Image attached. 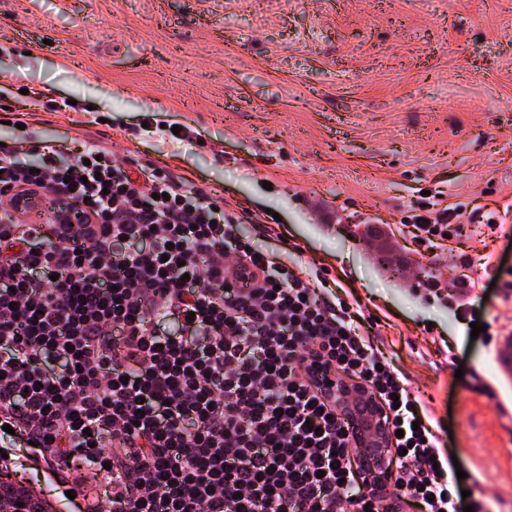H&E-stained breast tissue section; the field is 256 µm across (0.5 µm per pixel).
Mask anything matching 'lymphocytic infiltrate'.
<instances>
[{"label":"lymphocytic infiltrate","instance_id":"f902f5d3","mask_svg":"<svg viewBox=\"0 0 512 512\" xmlns=\"http://www.w3.org/2000/svg\"><path fill=\"white\" fill-rule=\"evenodd\" d=\"M138 172L93 142L74 161L26 132L0 143V427L74 483L100 476L87 512H461L361 304L260 250L185 178ZM32 190L93 223L16 218ZM328 375L361 380L403 432L384 498Z\"/></svg>","mask_w":512,"mask_h":512}]
</instances>
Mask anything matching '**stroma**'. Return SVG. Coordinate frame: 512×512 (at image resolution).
Instances as JSON below:
<instances>
[{"instance_id":"stroma-1","label":"stroma","mask_w":512,"mask_h":512,"mask_svg":"<svg viewBox=\"0 0 512 512\" xmlns=\"http://www.w3.org/2000/svg\"><path fill=\"white\" fill-rule=\"evenodd\" d=\"M31 88L80 109L28 111ZM0 90L65 153L102 141L188 177L327 270L376 316L459 488L512 512V340L471 336L512 326V236L487 227L512 226V0H0ZM440 190L460 232L427 253L402 229ZM4 451L11 483L68 512L71 483Z\"/></svg>"}]
</instances>
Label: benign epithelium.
<instances>
[{
    "label": "benign epithelium",
    "mask_w": 512,
    "mask_h": 512,
    "mask_svg": "<svg viewBox=\"0 0 512 512\" xmlns=\"http://www.w3.org/2000/svg\"><path fill=\"white\" fill-rule=\"evenodd\" d=\"M336 401L345 412L354 413L368 423L367 432L353 437V447L366 485L377 490L386 480L390 458V430L383 410L376 399L354 380L336 381Z\"/></svg>",
    "instance_id": "benign-epithelium-1"
}]
</instances>
